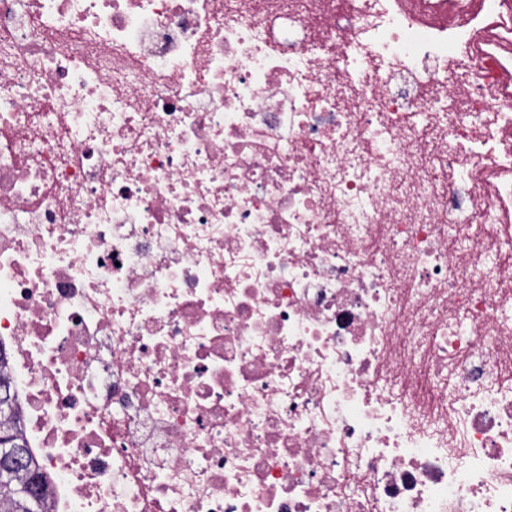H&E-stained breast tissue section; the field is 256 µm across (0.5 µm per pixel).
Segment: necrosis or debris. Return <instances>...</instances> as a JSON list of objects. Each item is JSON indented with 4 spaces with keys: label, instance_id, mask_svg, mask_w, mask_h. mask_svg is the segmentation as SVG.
Segmentation results:
<instances>
[{
    "label": "necrosis or debris",
    "instance_id": "1",
    "mask_svg": "<svg viewBox=\"0 0 512 512\" xmlns=\"http://www.w3.org/2000/svg\"><path fill=\"white\" fill-rule=\"evenodd\" d=\"M512 0H0V372L50 512H512Z\"/></svg>",
    "mask_w": 512,
    "mask_h": 512
}]
</instances>
